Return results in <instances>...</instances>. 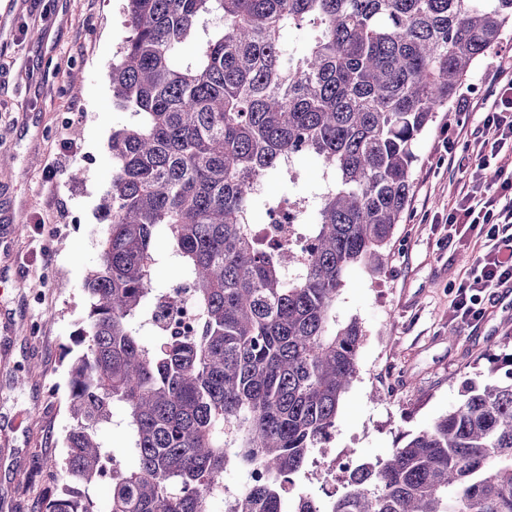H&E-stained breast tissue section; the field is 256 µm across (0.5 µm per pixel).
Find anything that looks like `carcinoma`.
Here are the masks:
<instances>
[{
    "label": "carcinoma",
    "instance_id": "carcinoma-1",
    "mask_svg": "<svg viewBox=\"0 0 512 512\" xmlns=\"http://www.w3.org/2000/svg\"><path fill=\"white\" fill-rule=\"evenodd\" d=\"M123 12L112 98L131 120L108 141L107 224L82 285L61 466L73 489L46 492L39 512H94L85 489L104 477L110 512H211L229 469L263 475L232 512H512V372L495 367L386 458L351 466L330 501L285 490L358 374L365 330L334 315L346 273L390 259L414 144L512 27V0H125ZM301 156L330 175L302 262L252 224L274 214L255 184L295 180ZM159 238L199 321L145 343L141 314L173 296L154 280ZM117 409L128 442L110 448L97 434Z\"/></svg>",
    "mask_w": 512,
    "mask_h": 512
}]
</instances>
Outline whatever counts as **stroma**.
<instances>
[{
	"label": "stroma",
	"mask_w": 512,
	"mask_h": 512,
	"mask_svg": "<svg viewBox=\"0 0 512 512\" xmlns=\"http://www.w3.org/2000/svg\"><path fill=\"white\" fill-rule=\"evenodd\" d=\"M126 34L123 0H0V512H36L46 474L64 458L68 369L83 351L76 338L88 311L81 285L100 255V200L112 181L107 142L130 120L110 81ZM510 55L512 28L460 88L473 111L445 108L416 142L388 267L351 268L336 298L337 320L358 319L366 331L332 443L354 449L355 460L385 458L400 432L454 407L484 373L489 342L512 353V288L483 294L480 320L452 319L476 249L449 241L441 221L460 178L441 132L475 128L495 61ZM295 170L293 182L267 178L266 196H314L320 163L302 158Z\"/></svg>",
	"instance_id": "1"
}]
</instances>
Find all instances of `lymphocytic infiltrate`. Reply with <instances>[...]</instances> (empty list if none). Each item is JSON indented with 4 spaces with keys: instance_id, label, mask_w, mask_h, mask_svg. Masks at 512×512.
<instances>
[{
    "instance_id": "f902f5d3",
    "label": "lymphocytic infiltrate",
    "mask_w": 512,
    "mask_h": 512,
    "mask_svg": "<svg viewBox=\"0 0 512 512\" xmlns=\"http://www.w3.org/2000/svg\"><path fill=\"white\" fill-rule=\"evenodd\" d=\"M492 101L474 130L472 152L456 153L452 139H444L448 161L459 171L469 167L493 169L495 178L463 182L456 187L446 221L450 236L481 242L477 275L468 279L452 305L453 318L479 320L478 304L488 290L512 285V56L500 58L493 73ZM510 234H501V227Z\"/></svg>"
}]
</instances>
